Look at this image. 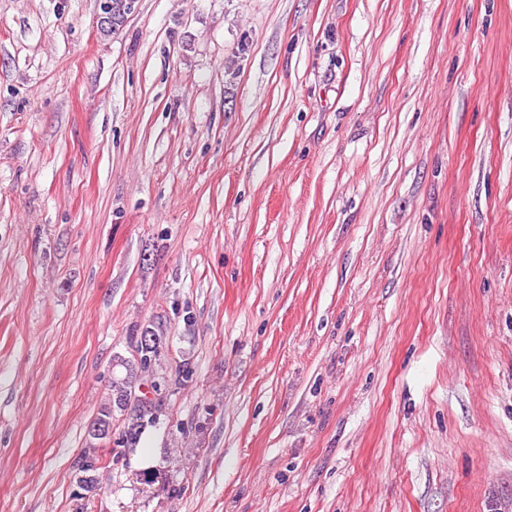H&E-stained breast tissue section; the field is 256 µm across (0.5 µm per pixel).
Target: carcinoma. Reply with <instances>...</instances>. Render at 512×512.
<instances>
[{"label": "carcinoma", "instance_id": "cac0c4a2", "mask_svg": "<svg viewBox=\"0 0 512 512\" xmlns=\"http://www.w3.org/2000/svg\"><path fill=\"white\" fill-rule=\"evenodd\" d=\"M165 347V337L153 328H145L137 337L136 358L130 363L119 361L126 374L121 379L112 380V398L100 409L93 423L101 425L108 438L112 433V413L116 410L126 415V430L122 434L121 444L124 448L134 447L147 426L155 423L157 414L156 400L137 395L135 391L146 387L153 395L161 394L165 380L150 374L153 367L158 365Z\"/></svg>", "mask_w": 512, "mask_h": 512}]
</instances>
